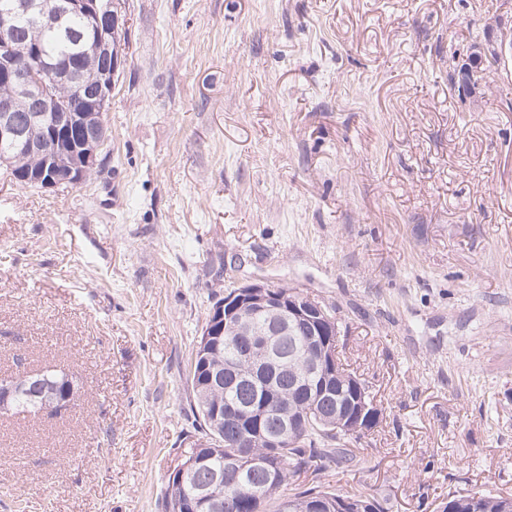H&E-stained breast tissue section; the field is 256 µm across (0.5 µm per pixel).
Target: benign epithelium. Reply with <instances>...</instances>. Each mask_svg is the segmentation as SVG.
<instances>
[{"mask_svg":"<svg viewBox=\"0 0 512 512\" xmlns=\"http://www.w3.org/2000/svg\"><path fill=\"white\" fill-rule=\"evenodd\" d=\"M26 14L36 24L62 25L71 15H84L95 30V53L100 60L98 72L85 86L82 106L62 107L52 94L53 87L69 81L70 69L50 63L41 57L33 44L12 45L15 18ZM119 25V14L112 0H15L12 8L0 13V143L8 141L18 156H33L36 163L18 172L20 181L41 187L68 183L79 185L100 163V148L105 138V112L112 94L122 45L113 35ZM262 316L266 329L257 342L240 348L237 360L227 364L235 382L250 384L267 368L288 373L292 362L274 357L280 339L292 328L302 329L310 346L301 360L302 371L292 372L291 387H300L312 373L317 380L313 390L320 397L333 398L334 387L341 376L336 359V321L323 307L302 289L271 286L262 283H243L224 295V301L213 308L203 329V345L217 348L226 336L254 335V318ZM24 390L40 398L42 410H54L71 404L73 386L66 385L65 398L53 390L41 387L37 374L26 372L0 380V413L17 409L16 395ZM369 406L355 396L349 407L334 419L336 426L351 433L364 431L362 422L369 419ZM284 415L286 411L277 392L264 391L260 397L231 405L209 404L203 409L205 429L191 437L189 454L180 466L179 477L193 473L199 464L198 448H208L216 433L231 422L238 431L240 443L246 450L226 460L230 469L259 463L247 448L265 442L273 448L293 436L294 422L283 421L278 428L266 424L270 414ZM224 498V482L218 474L200 485L197 493L179 505L182 512H214Z\"/></svg>","mask_w":512,"mask_h":512,"instance_id":"benign-epithelium-1","label":"benign epithelium"}]
</instances>
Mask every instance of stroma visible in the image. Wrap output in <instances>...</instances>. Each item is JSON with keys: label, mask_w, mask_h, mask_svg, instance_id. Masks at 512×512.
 Returning a JSON list of instances; mask_svg holds the SVG:
<instances>
[{"label": "stroma", "mask_w": 512, "mask_h": 512, "mask_svg": "<svg viewBox=\"0 0 512 512\" xmlns=\"http://www.w3.org/2000/svg\"><path fill=\"white\" fill-rule=\"evenodd\" d=\"M109 155L78 186L0 170V374L67 410L0 416V512H162L189 373L233 282L335 307L384 408L327 485L436 512L512 496V0H119ZM36 373L26 372L13 376V378L0 380V413H14L17 409L16 395L20 390L27 393L35 392L40 398L42 408L40 411L60 409L63 405H70L74 392L73 386L67 383L65 399L62 400L58 394L53 390H48L46 387L41 389V384L37 378ZM512 512V497L466 492L454 495L442 512Z\"/></svg>", "instance_id": "35a3bbf8"}]
</instances>
